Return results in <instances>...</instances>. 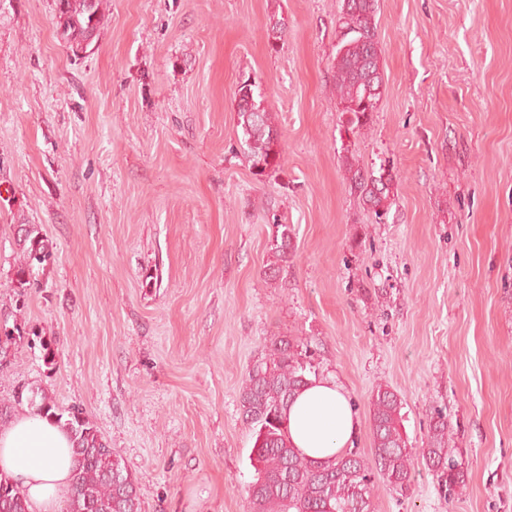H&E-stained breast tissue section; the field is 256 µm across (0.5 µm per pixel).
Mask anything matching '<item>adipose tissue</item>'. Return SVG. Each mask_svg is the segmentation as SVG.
Returning a JSON list of instances; mask_svg holds the SVG:
<instances>
[{
    "label": "adipose tissue",
    "instance_id": "obj_1",
    "mask_svg": "<svg viewBox=\"0 0 512 512\" xmlns=\"http://www.w3.org/2000/svg\"><path fill=\"white\" fill-rule=\"evenodd\" d=\"M287 418L294 447L321 460L351 447L357 428L348 397L329 378L304 388ZM0 470L20 482L37 512H54L69 488L72 470L66 432L39 414L17 416L0 429Z\"/></svg>",
    "mask_w": 512,
    "mask_h": 512
}]
</instances>
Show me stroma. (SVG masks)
Segmentation results:
<instances>
[{"label": "stroma", "instance_id": "35a3bbf8", "mask_svg": "<svg viewBox=\"0 0 512 512\" xmlns=\"http://www.w3.org/2000/svg\"><path fill=\"white\" fill-rule=\"evenodd\" d=\"M340 0H105L85 53L52 0H0V400L79 407L140 486L142 512H249L241 386L270 337L316 349L355 405L434 410L467 466L454 502L419 470L372 512H512V0H377L385 86L345 137L333 58ZM272 112L282 170L257 179L238 82ZM389 160L376 223L351 191ZM294 251L264 279L272 220ZM53 259L16 305L19 225ZM343 150V166L350 189L374 213L375 218L381 220L383 216L387 215L392 205L391 194L394 185L392 173L384 165H380L378 175H374V171H372L367 176L349 152L348 147Z\"/></svg>", "mask_w": 512, "mask_h": 512}]
</instances>
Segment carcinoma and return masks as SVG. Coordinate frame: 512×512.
<instances>
[{
    "instance_id": "obj_1",
    "label": "carcinoma",
    "mask_w": 512,
    "mask_h": 512,
    "mask_svg": "<svg viewBox=\"0 0 512 512\" xmlns=\"http://www.w3.org/2000/svg\"><path fill=\"white\" fill-rule=\"evenodd\" d=\"M61 38L71 52L92 35L99 23L102 0H53ZM377 0H341L337 20L334 72L338 111L346 118L344 132L370 123L384 85L376 34ZM249 80L236 92L238 125L255 174L282 166L280 136L272 113L249 103ZM343 166L350 189L380 220L392 205L394 177L381 166L366 175L349 149ZM293 229L275 225L270 243L272 260L264 271L273 280L292 253ZM22 257L11 282L16 301L25 303L27 288L48 264L51 253L34 226L20 240ZM319 377L313 355L294 336H274L264 356L255 361L240 391V411L252 443L255 470L248 488L250 512H371L376 490L370 467L357 448H346L332 459L315 461L294 448L286 410L303 388ZM29 404L54 419L69 435L73 467L70 494L62 512H141L139 482L118 450L109 447L97 427L74 407L62 408L44 390H34ZM403 399L388 385L377 386L370 398L375 467L382 482L403 495L421 464L435 477L439 493L453 501L465 484L463 462L450 447L448 417L434 411L425 445L416 451L403 432ZM0 512H31L25 491L0 471Z\"/></svg>"
}]
</instances>
